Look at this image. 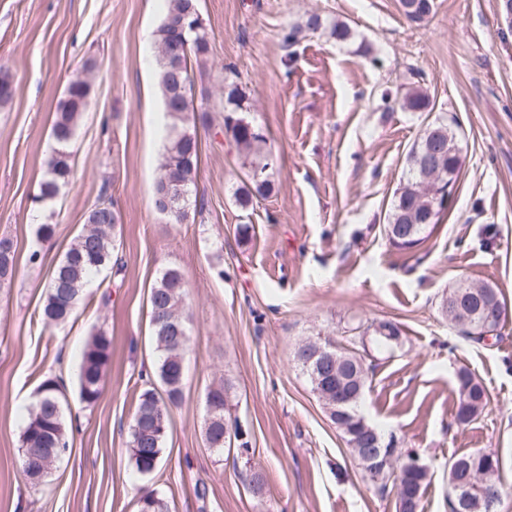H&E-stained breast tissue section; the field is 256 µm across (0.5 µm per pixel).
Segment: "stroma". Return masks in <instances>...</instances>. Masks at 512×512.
I'll list each match as a JSON object with an SVG mask.
<instances>
[{
  "label": "stroma",
  "instance_id": "stroma-1",
  "mask_svg": "<svg viewBox=\"0 0 512 512\" xmlns=\"http://www.w3.org/2000/svg\"><path fill=\"white\" fill-rule=\"evenodd\" d=\"M167 6L0 0V68L15 85L0 105V237L16 247L15 278L0 288V512H137L150 490L171 512H395L393 493L365 478L293 359L303 339L341 342L350 328L380 320L401 326L403 344L386 351L365 336L373 370L363 411L429 466L422 512H448L449 460L480 449L499 454V512H512V314L499 337L475 343L439 309L448 286L468 278L495 285L512 310V28L500 0H434L421 22L409 21L399 0H199L210 52L204 70L191 73L194 88L218 95L225 68L238 71L276 176L270 196L241 210L233 201L240 170L220 125L199 131L190 196L206 209L186 224L152 204L166 124L155 40ZM311 12L346 23L352 39L319 33L285 47L284 29ZM83 75L92 96L71 147V182L42 211L32 197L54 147L56 105ZM412 86L427 91L432 112L381 99ZM438 114L459 124L460 180L430 237L400 252L383 226L407 152ZM103 193L123 218L115 237L123 277L103 270L69 323L42 328L51 272ZM48 222L57 229L45 243L37 229ZM240 224L247 238H238ZM172 266L185 275L190 315L183 399L157 470L142 476L128 441L137 396L157 365L148 298ZM100 329L112 338V358L103 395L87 408L77 374ZM462 366L490 402L460 427ZM47 378L64 388L69 450L34 486L18 448ZM222 379L251 448L246 464L205 440V395ZM253 468L266 476L260 498L248 486Z\"/></svg>",
  "mask_w": 512,
  "mask_h": 512
}]
</instances>
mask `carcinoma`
<instances>
[{"instance_id": "cac0c4a2", "label": "carcinoma", "mask_w": 512, "mask_h": 512, "mask_svg": "<svg viewBox=\"0 0 512 512\" xmlns=\"http://www.w3.org/2000/svg\"><path fill=\"white\" fill-rule=\"evenodd\" d=\"M407 19L423 20V14L433 9V0H399ZM199 13L198 0H169L168 12L157 30V62L159 90L167 119L164 163L156 181L153 204L161 209L159 192L168 187L183 194L174 204L176 212L169 214L175 222L185 223L202 213V207L193 204L188 191L194 182L199 161L200 141L196 129L212 125L210 109L194 111L185 102L191 91L192 65L203 67L210 51L205 27L193 31L182 28L181 22L193 21L190 13ZM325 28L321 16L312 14L304 23L295 25L282 35L290 47L300 39ZM91 85L85 79L69 82L64 96L58 101L51 136L52 154L46 162L37 192L32 197L39 209L52 206L61 190L68 185L71 175V152L78 123L86 112ZM401 109L410 112H429L431 103L420 90L407 92L397 101ZM224 112L222 131L235 150L242 171L241 185L233 193L235 204L246 210L257 197L265 198L274 190L273 162L268 149V138L246 112L250 111L249 95L237 77H224V93L220 101ZM461 146L456 132L446 120H437L412 144L406 158V171L396 190L387 214L385 233L390 245L405 252L418 249L440 223L444 211L438 200L451 196L461 173L455 147ZM122 216L112 200L100 196L84 220V230L76 237L57 264L47 284L46 298L40 310L43 327L66 323L83 298L89 277L104 269L120 275L123 264L113 259L115 230ZM185 275L178 268H169L155 282L149 294V325L151 338L159 361L155 380H149L139 392L128 447L136 471L150 475L158 468L170 426L171 410L183 397L185 378L184 356L187 341L179 333H189L185 305ZM491 299H502L496 286L468 280L448 288L441 313L448 325L464 338L479 342L486 338L483 310ZM380 344L392 347L402 343L399 325L382 320L374 328ZM351 336L350 346L343 348L346 360L341 367L334 364L320 366L319 370H305L313 392L329 410L330 419L339 427L351 455L361 466L367 480L384 493L395 494L396 512H419L421 498L427 486L430 470L427 464L415 468L406 465L411 455L398 453L399 461L392 469L380 473L375 462L362 460L361 451L369 446L365 428L372 423L365 420L361 404L369 382L370 367L367 353L356 346ZM111 340L102 331L92 333L79 365L80 400L90 407L102 395V374L108 363ZM341 391L344 403L336 405V391ZM39 399L21 435L19 448L21 468L33 483L42 482L50 473L53 462L68 450L67 429L63 421L64 392L58 381L43 380L38 387ZM489 395L482 381L469 369L462 367L456 373V401L454 420L465 425L484 410ZM209 406L204 435L209 447L224 450L225 428L238 426L232 416L228 387L219 384L206 394ZM448 473L463 485L457 498L448 500V512H484L483 503L489 492L502 494L501 468L498 457L481 451L468 452L448 462ZM151 512H170L168 502L157 493L147 491L137 501V512H143L142 503Z\"/></svg>"}]
</instances>
